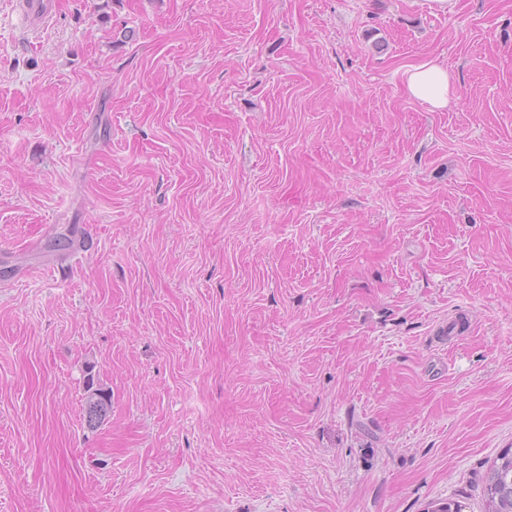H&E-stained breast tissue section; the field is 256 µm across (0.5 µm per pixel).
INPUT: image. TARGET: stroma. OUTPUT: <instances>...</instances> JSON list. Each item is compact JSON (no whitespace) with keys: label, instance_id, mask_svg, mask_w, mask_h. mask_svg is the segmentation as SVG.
Returning a JSON list of instances; mask_svg holds the SVG:
<instances>
[{"label":"stroma","instance_id":"1","mask_svg":"<svg viewBox=\"0 0 512 512\" xmlns=\"http://www.w3.org/2000/svg\"><path fill=\"white\" fill-rule=\"evenodd\" d=\"M17 9L0 512H483L512 448V0ZM428 59L443 110L405 92ZM56 5L54 0H20L21 18L28 26L45 23ZM407 93L434 109H445L453 98L454 85L447 67L427 60L406 70ZM93 384L92 380L88 385V395L83 408L85 423L91 429L100 425L112 406L111 394L103 389H93Z\"/></svg>","mask_w":512,"mask_h":512}]
</instances>
